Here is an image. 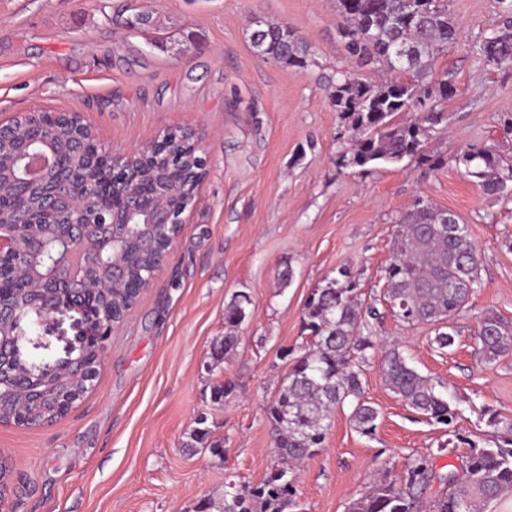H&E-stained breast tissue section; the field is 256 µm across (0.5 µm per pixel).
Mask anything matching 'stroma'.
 <instances>
[{
  "mask_svg": "<svg viewBox=\"0 0 512 512\" xmlns=\"http://www.w3.org/2000/svg\"><path fill=\"white\" fill-rule=\"evenodd\" d=\"M448 9L460 37L434 67L454 93L446 126L425 148L440 166L362 172L336 163L350 131L328 78L381 75L349 58L336 0H0V116L79 112L108 151L192 127L209 159L194 219L110 336L94 389L52 424H0L10 512H196L205 499L220 512L226 481L259 483L275 460L268 407L306 344L312 290L347 267L361 295L380 294L397 223L419 197L466 224L480 284L453 321L451 348H437L433 326L403 323L384 304L374 339L399 346L456 407L465 442L449 446L447 426L395 397L369 360L362 383L380 411L376 433H358L349 408L336 409L324 448L298 475L299 512H347L373 478L397 479L418 456L445 472L467 443L512 436V350L487 363L475 340L485 313L512 322V199L484 195L455 163L473 146L512 156V65L472 52L500 28L499 0H448ZM143 11L154 20L146 30L137 22ZM256 15L303 38L314 66L257 56L248 39ZM241 291L251 297L249 316L222 356L224 310ZM92 327L84 310L64 309L32 331L28 356L64 357ZM221 382L232 393L217 404L211 391ZM202 415L208 445L188 450Z\"/></svg>",
  "mask_w": 512,
  "mask_h": 512,
  "instance_id": "obj_1",
  "label": "stroma"
}]
</instances>
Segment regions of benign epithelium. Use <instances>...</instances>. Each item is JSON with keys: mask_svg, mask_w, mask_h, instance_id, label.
Masks as SVG:
<instances>
[{"mask_svg": "<svg viewBox=\"0 0 512 512\" xmlns=\"http://www.w3.org/2000/svg\"><path fill=\"white\" fill-rule=\"evenodd\" d=\"M50 122L69 129L68 150L83 158L87 177H95L106 167L122 183L120 207L109 206L98 199L87 206L84 197L74 191L67 196L58 193L56 183L63 178L59 148L46 135ZM191 133L195 137V151L202 161H207L201 134L189 128L169 129L151 141V147L169 149L177 144V139L184 140ZM93 138L92 127L79 112H20L7 120L0 119V145L6 141L11 143V160L7 168H0V187L7 184L36 193L43 209L56 215L59 224L54 234L47 235L40 229V223L28 215L9 221L11 225L26 224L29 227L24 258L16 264L14 260L19 255L17 237L5 230V224L0 222V267L7 264L20 270L31 296L29 308L19 312L0 291V322L10 326V339H0V386L11 381V376L4 374V365L16 356H26L24 344L31 342L28 330L42 325L65 306L79 305L94 318L92 331L82 337L78 347L68 351L66 357L52 363L41 362L36 369L48 375L65 365L77 380L85 381L86 391H91L96 377L85 373L83 354L94 345L100 356H105L106 342L120 322L107 314L87 286L84 269L96 263L104 251L102 247L88 244L89 231L98 225L108 229L105 245L114 249L124 240L115 233L119 226L133 231L147 251L155 249L157 239L166 237L167 248L157 253L154 271L139 283L142 292L150 287L177 240L172 235L171 225L191 223L205 176L193 182L177 215L170 219L161 212L155 193L123 172V160L138 149L111 152L94 143Z\"/></svg>", "mask_w": 512, "mask_h": 512, "instance_id": "1", "label": "benign epithelium"}]
</instances>
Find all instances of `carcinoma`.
I'll list each match as a JSON object with an SVG mask.
<instances>
[{
  "label": "carcinoma",
  "instance_id": "carcinoma-1",
  "mask_svg": "<svg viewBox=\"0 0 512 512\" xmlns=\"http://www.w3.org/2000/svg\"><path fill=\"white\" fill-rule=\"evenodd\" d=\"M503 22L499 31L483 36L473 53L486 63L512 64V0H501ZM337 25L348 56L396 77L366 82L342 73L330 83L331 102L354 136L351 147L339 153L340 167L364 172L378 164L399 165L413 159L431 166L440 159L424 153L430 131L448 120L442 105L452 94L448 76L432 69L434 53L457 41L459 27L441 0H336ZM249 39L255 53L288 67L306 68L314 63L305 41L288 27L253 17ZM416 113L402 123L396 116ZM457 164L488 196H512V160L491 147L465 150L455 156ZM63 163L76 186L84 182L79 160L66 152ZM141 181L165 194L169 206L180 204L187 191L169 175L164 154H148L135 160ZM35 196H8L0 203L4 212L33 209ZM457 216L422 199L400 220L393 244V257L386 269L383 294L403 322L444 323L459 315L479 285V254L468 230L449 223ZM129 277L136 279L152 264L138 240H128L122 256ZM13 304L29 300L27 289L12 278L0 283ZM97 300L115 313L131 308L138 295L101 288ZM248 293L240 292L224 311V352L237 342L235 328L247 316ZM377 307L361 302L351 272L337 275L316 288L305 305L303 325L309 341L302 355L283 379L278 395L268 408L275 431L276 460L254 486L225 485L221 512H291L296 506V465L324 447L338 405H348L355 429L364 436L376 432L378 409L364 398L362 367L376 352L370 320ZM478 352L492 362L512 348V323L493 313L479 321ZM385 385L415 412L448 426V434L462 440L455 427L457 413L436 394L426 379L393 347L380 358ZM40 398L31 400L15 390L0 397V422L25 426L44 420L54 422L59 406L84 393L83 386L67 377L61 368L39 382ZM206 417L197 419L186 446L204 445ZM463 468L445 474L434 471L427 456L410 461L400 485L378 481L348 507V512H484L492 503L512 494V438L491 447L469 445ZM439 490L426 495L431 483Z\"/></svg>",
  "mask_w": 512,
  "mask_h": 512
}]
</instances>
